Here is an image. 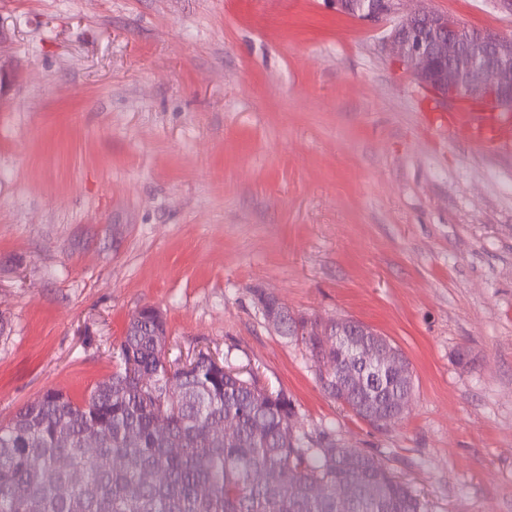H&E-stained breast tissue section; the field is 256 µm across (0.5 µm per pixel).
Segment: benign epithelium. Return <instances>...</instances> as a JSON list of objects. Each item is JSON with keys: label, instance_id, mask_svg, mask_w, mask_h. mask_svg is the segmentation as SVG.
I'll use <instances>...</instances> for the list:
<instances>
[{"label": "benign epithelium", "instance_id": "1", "mask_svg": "<svg viewBox=\"0 0 512 512\" xmlns=\"http://www.w3.org/2000/svg\"><path fill=\"white\" fill-rule=\"evenodd\" d=\"M403 0H381L367 18L399 13ZM387 43L396 59L445 101L461 96L512 113V37L473 32L421 7L399 17Z\"/></svg>", "mask_w": 512, "mask_h": 512}]
</instances>
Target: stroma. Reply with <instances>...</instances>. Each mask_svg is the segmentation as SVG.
Returning a JSON list of instances; mask_svg holds the SVG:
<instances>
[{
	"instance_id": "1",
	"label": "stroma",
	"mask_w": 512,
	"mask_h": 512,
	"mask_svg": "<svg viewBox=\"0 0 512 512\" xmlns=\"http://www.w3.org/2000/svg\"><path fill=\"white\" fill-rule=\"evenodd\" d=\"M512 36L501 0H427ZM336 0H0V422L107 379L158 309L283 392L314 442L375 455L427 512H512V147L472 149ZM358 320L410 362L378 430L307 336Z\"/></svg>"
}]
</instances>
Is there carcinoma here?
I'll list each match as a JSON object with an SVG mask.
<instances>
[{"mask_svg":"<svg viewBox=\"0 0 512 512\" xmlns=\"http://www.w3.org/2000/svg\"><path fill=\"white\" fill-rule=\"evenodd\" d=\"M165 332L133 316L119 365L87 399L51 389L0 423V512H425L371 455L306 440L284 394L201 352L169 369ZM309 346L330 398L372 426L400 419L412 371L360 352L402 355L389 339L345 319L311 332ZM226 420L230 438L213 433Z\"/></svg>","mask_w":512,"mask_h":512,"instance_id":"cac0c4a2","label":"carcinoma"}]
</instances>
